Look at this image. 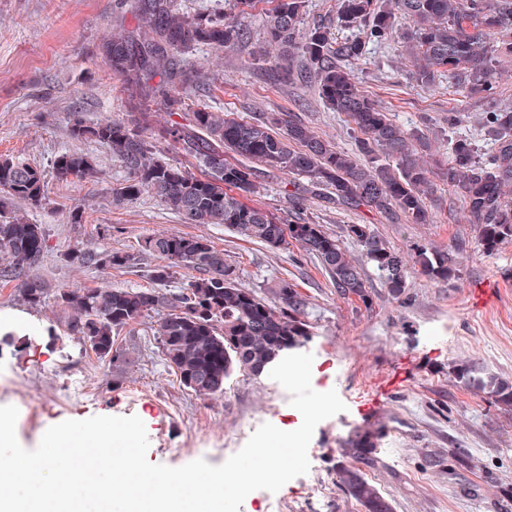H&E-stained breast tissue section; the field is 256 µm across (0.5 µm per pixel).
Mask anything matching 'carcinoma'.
Instances as JSON below:
<instances>
[{
    "label": "carcinoma",
    "instance_id": "cac0c4a2",
    "mask_svg": "<svg viewBox=\"0 0 512 512\" xmlns=\"http://www.w3.org/2000/svg\"><path fill=\"white\" fill-rule=\"evenodd\" d=\"M266 20L268 43L300 48L319 75V96L334 112L350 118L361 133L356 151L348 154L314 136L301 122L276 118L270 123L238 120L227 114L198 108L183 111L182 94L193 72L181 55L198 43L226 47L243 36V29L228 20L218 21L180 10L177 0H132L137 19L132 28L112 30L104 64L119 77L135 101L131 118L87 125H71L76 140L91 139L108 147L125 169L127 178L117 189L118 203L131 202L150 191L185 224H222L236 235L280 249L295 242L330 276L336 293L358 298L371 306L364 271L339 239L322 225L297 215L282 222L253 200L259 194L257 174L247 161L263 163L288 176H305L334 190L336 203L364 206L391 220L405 217L412 224H428L425 199L432 193L429 169L417 158L423 138L396 125L377 104L360 93L354 78L336 59H358L366 42L376 45L394 39L401 22L410 29L414 66L421 80L439 69L456 71L458 81L473 94L494 100L498 55H512V41L498 49L488 42L492 34L512 36V0H394L385 9L378 0H338L341 23H366L363 37L337 39L328 27L300 34L306 0H272ZM162 107L170 119L151 141L142 135L152 113ZM179 119H174V116ZM486 122L495 131L488 158H482L473 139L457 136L448 141V167L442 169L448 187L458 191L466 206V220L477 230V247L488 255L512 241V202L503 190L512 186V110L492 109ZM171 147L184 162L172 164L156 157L160 146ZM244 158L233 162L229 156ZM62 179H85L95 169L85 154L68 151L55 160ZM42 173L15 159H0V269L3 277H19L42 257L45 230L24 216L8 211L15 201L39 205ZM348 238L371 263L395 297L407 288L404 253L391 246L369 224H350ZM142 249L159 260L152 280L155 287L72 288L55 290V302L68 312L67 330L82 340L102 364L114 368L134 362V352L119 345L116 335L135 330L150 314L160 317L150 326L164 365L180 383L198 396L224 394L236 372L257 377L276 365L289 350L311 335L309 301L286 280L277 282L269 301L237 283L235 269L224 251L206 238L160 234L147 238ZM459 250L425 245L412 248L421 273L433 280L457 276ZM77 266L129 268L135 257L119 251L92 254L86 250L67 255ZM198 275L182 283L177 292L164 288L177 269ZM30 306L45 303L47 291L37 277L22 288ZM463 385L490 395L512 407V383L496 375L480 376L467 365L454 369ZM337 483L365 512H393L383 496L354 467L337 472Z\"/></svg>",
    "mask_w": 512,
    "mask_h": 512
}]
</instances>
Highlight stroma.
Wrapping results in <instances>:
<instances>
[{
    "instance_id": "obj_1",
    "label": "stroma",
    "mask_w": 512,
    "mask_h": 512,
    "mask_svg": "<svg viewBox=\"0 0 512 512\" xmlns=\"http://www.w3.org/2000/svg\"><path fill=\"white\" fill-rule=\"evenodd\" d=\"M184 12L235 17L244 37L228 47L199 44L186 51V66L206 71L207 85L190 84L186 110L205 106L246 121H267L290 112L316 136L338 150L355 149L348 119L329 110L318 93V78L300 48L280 59L266 40L270 0L241 9L235 0H179ZM137 20L116 0H0V157L37 167L44 181L40 205L20 212L43 225L46 248L36 274L49 288H148L155 259L142 251L148 237L165 233L201 235L223 249L243 287L265 291L288 280L310 302L312 330L301 350L313 354L311 384L336 390L345 412L320 422L308 448L311 473L323 479L320 494L305 498L299 479L286 483L284 512H364L336 482L344 466L362 470L391 500L394 512H512V409L457 383L454 366L512 380V243L491 257L477 250L473 225L461 196L435 178L426 204L433 223L390 222L364 207L348 208L314 189L308 178L284 186L283 174L257 165V197L277 218L291 216L289 192L302 213L337 237L350 224H371L400 250L413 244L438 248L468 241L456 279L444 282L410 266L408 287L392 296L372 265H365L371 307L337 295L329 276L297 245L272 250L248 242L221 224H185L149 192L119 205L112 191L127 177L100 143L74 140V118L88 124L125 118L127 94L120 79L102 64L113 28ZM289 74L281 76L279 65ZM345 66L363 94L403 128L422 133L445 153L449 135L474 138L489 152L494 134L488 104L448 74L418 79L407 43L368 45ZM456 126H449V114ZM91 156L95 180L59 179L55 158L68 150ZM90 251L120 250L139 256L132 268H80L66 260L74 242ZM493 293L477 306L480 289ZM66 312L53 303L24 304L21 284L0 282V330L13 332L0 349V406L19 410L15 432L25 449L38 446L44 432L66 420L97 415L138 416L145 424L152 463L179 467L197 459L219 465L236 453L224 437L246 426L297 424L289 393L269 375L234 374L219 398L184 389L149 345L133 365L101 366L82 341L65 330ZM55 338H48V330ZM380 396L382 411L371 408ZM375 432V445L353 452L359 432Z\"/></svg>"
}]
</instances>
